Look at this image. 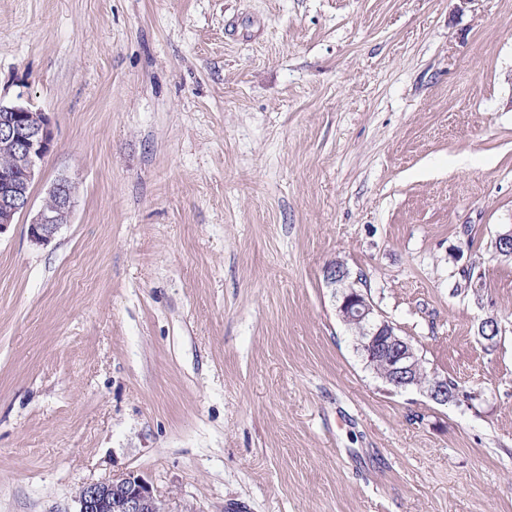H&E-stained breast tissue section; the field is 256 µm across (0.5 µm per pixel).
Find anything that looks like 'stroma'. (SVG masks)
Masks as SVG:
<instances>
[{
  "label": "stroma",
  "instance_id": "35a3bbf8",
  "mask_svg": "<svg viewBox=\"0 0 512 512\" xmlns=\"http://www.w3.org/2000/svg\"><path fill=\"white\" fill-rule=\"evenodd\" d=\"M0 101L76 187L0 234V512H512V0H0ZM338 259L457 398L367 367ZM75 187L65 178H58L49 188L47 199L28 222L30 240L45 245L65 225L70 224L74 207ZM75 503L74 512H166L149 482L134 472L82 486Z\"/></svg>",
  "mask_w": 512,
  "mask_h": 512
}]
</instances>
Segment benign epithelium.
I'll use <instances>...</instances> for the list:
<instances>
[{
    "label": "benign epithelium",
    "mask_w": 512,
    "mask_h": 512,
    "mask_svg": "<svg viewBox=\"0 0 512 512\" xmlns=\"http://www.w3.org/2000/svg\"><path fill=\"white\" fill-rule=\"evenodd\" d=\"M51 147L52 132L46 113L22 103L0 102V153L11 160L10 166L0 169V232L17 223L19 217L29 215L30 240L45 245L70 223L75 187L65 177L51 185L44 204L31 213L30 187ZM491 246L496 255L511 257L512 227L499 232ZM324 281L338 290V315L346 325L356 328L360 336L358 349L368 360L387 364L386 382L392 388L424 390L437 403L451 399L448 378L427 375L418 379L419 372L425 371L422 359L416 357L410 342L379 314L369 297L353 289L354 282L344 261L338 259L328 264ZM75 503V512H165L149 482L134 472L82 486Z\"/></svg>",
    "instance_id": "1"
}]
</instances>
